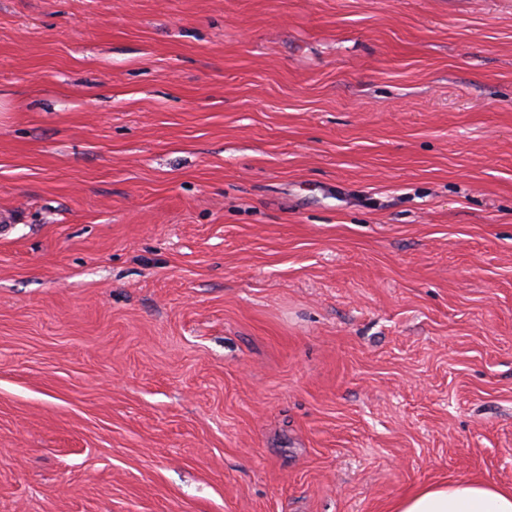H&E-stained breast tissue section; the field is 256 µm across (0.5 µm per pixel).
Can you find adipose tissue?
<instances>
[{"label":"adipose tissue","instance_id":"obj_1","mask_svg":"<svg viewBox=\"0 0 512 512\" xmlns=\"http://www.w3.org/2000/svg\"><path fill=\"white\" fill-rule=\"evenodd\" d=\"M393 512H512V491L479 481H448L401 497Z\"/></svg>","mask_w":512,"mask_h":512}]
</instances>
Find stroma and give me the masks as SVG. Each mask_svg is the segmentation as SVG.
<instances>
[{
	"instance_id": "1",
	"label": "stroma",
	"mask_w": 512,
	"mask_h": 512,
	"mask_svg": "<svg viewBox=\"0 0 512 512\" xmlns=\"http://www.w3.org/2000/svg\"><path fill=\"white\" fill-rule=\"evenodd\" d=\"M0 512L512 490V0H0Z\"/></svg>"
}]
</instances>
